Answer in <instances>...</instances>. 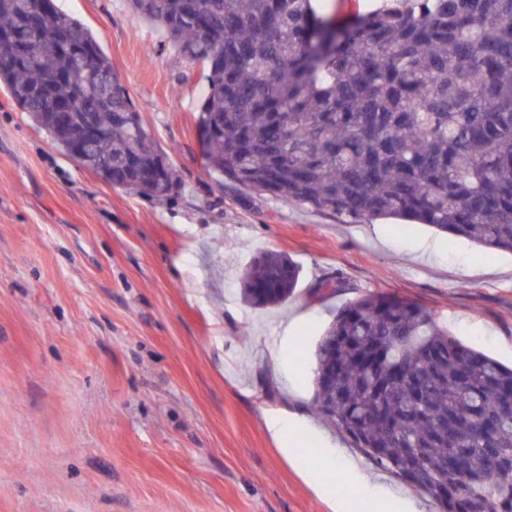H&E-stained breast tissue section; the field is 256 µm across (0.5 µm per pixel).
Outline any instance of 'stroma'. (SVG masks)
I'll return each mask as SVG.
<instances>
[{"label": "stroma", "instance_id": "stroma-1", "mask_svg": "<svg viewBox=\"0 0 512 512\" xmlns=\"http://www.w3.org/2000/svg\"><path fill=\"white\" fill-rule=\"evenodd\" d=\"M57 3L98 38L180 186L157 202L103 182L0 89V512H332L339 495L310 477L348 460L397 512H429L316 412L317 342L341 305L383 292L510 366L512 256L212 180L201 67L127 0ZM265 250L301 281L256 308L238 279ZM336 273L350 290L313 301ZM281 414L300 419L294 461L268 426Z\"/></svg>", "mask_w": 512, "mask_h": 512}]
</instances>
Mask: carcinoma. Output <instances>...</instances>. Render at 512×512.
Segmentation results:
<instances>
[{"label": "carcinoma", "mask_w": 512, "mask_h": 512, "mask_svg": "<svg viewBox=\"0 0 512 512\" xmlns=\"http://www.w3.org/2000/svg\"><path fill=\"white\" fill-rule=\"evenodd\" d=\"M203 69L209 175L352 223L398 219L512 255V0H379L345 23L317 0H128ZM0 0V88L103 181L179 185L93 32L55 0ZM300 268L258 254L246 303ZM349 290L340 275L309 289ZM317 412L435 512H512V368L385 293L336 310L315 350Z\"/></svg>", "instance_id": "obj_1"}]
</instances>
